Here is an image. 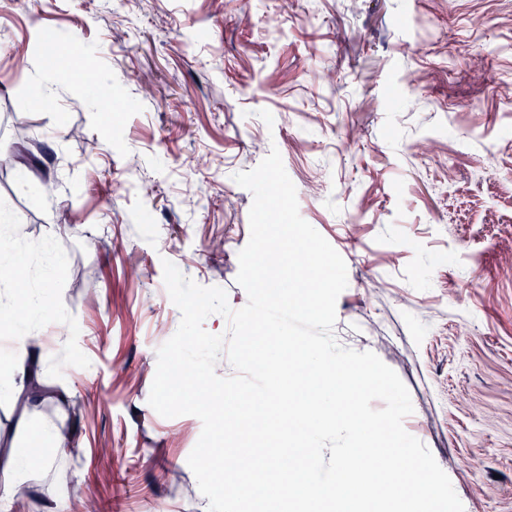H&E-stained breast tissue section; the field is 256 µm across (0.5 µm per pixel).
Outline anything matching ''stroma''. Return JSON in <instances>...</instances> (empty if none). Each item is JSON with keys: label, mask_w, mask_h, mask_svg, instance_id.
<instances>
[{"label": "stroma", "mask_w": 512, "mask_h": 512, "mask_svg": "<svg viewBox=\"0 0 512 512\" xmlns=\"http://www.w3.org/2000/svg\"><path fill=\"white\" fill-rule=\"evenodd\" d=\"M0 30V258L54 306L0 319L48 393L24 423L0 394V434L69 437L0 512H208L201 421L148 403L162 263L246 304L233 176L274 147L347 266L337 341L404 382L465 512H512V0H0Z\"/></svg>", "instance_id": "obj_1"}]
</instances>
